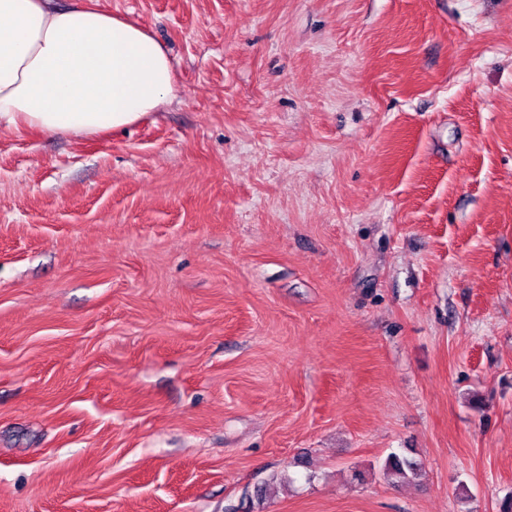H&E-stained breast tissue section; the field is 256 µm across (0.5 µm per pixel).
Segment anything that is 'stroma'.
Instances as JSON below:
<instances>
[{
  "instance_id": "obj_1",
  "label": "stroma",
  "mask_w": 512,
  "mask_h": 512,
  "mask_svg": "<svg viewBox=\"0 0 512 512\" xmlns=\"http://www.w3.org/2000/svg\"><path fill=\"white\" fill-rule=\"evenodd\" d=\"M93 4L175 95L0 128V512H500L512 0ZM381 471L384 476L391 477L397 483H407L419 477L421 466L412 458L391 453L385 460Z\"/></svg>"
}]
</instances>
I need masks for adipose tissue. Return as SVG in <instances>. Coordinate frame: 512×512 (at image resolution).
Here are the masks:
<instances>
[{"label": "adipose tissue", "instance_id": "1", "mask_svg": "<svg viewBox=\"0 0 512 512\" xmlns=\"http://www.w3.org/2000/svg\"><path fill=\"white\" fill-rule=\"evenodd\" d=\"M174 96L161 43L88 0H0V126L91 137Z\"/></svg>", "mask_w": 512, "mask_h": 512}]
</instances>
